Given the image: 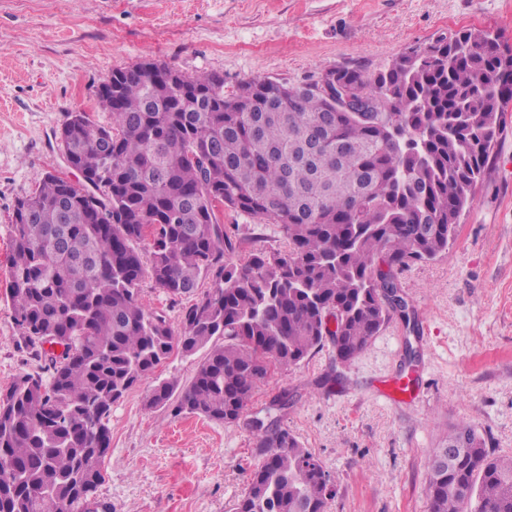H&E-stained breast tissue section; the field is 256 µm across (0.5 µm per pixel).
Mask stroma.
<instances>
[{
    "label": "stroma",
    "mask_w": 512,
    "mask_h": 512,
    "mask_svg": "<svg viewBox=\"0 0 512 512\" xmlns=\"http://www.w3.org/2000/svg\"><path fill=\"white\" fill-rule=\"evenodd\" d=\"M470 27L512 47V0H0V289L16 200L46 173L71 177L55 134L73 112L110 124L96 89L113 69L154 61L219 73L231 93L252 78L299 85L333 67L373 73ZM218 217L235 262L286 245L277 225L229 208ZM396 276L410 321L393 318L349 362L327 345L278 373L239 422L145 407L155 384H189L204 358L173 353L113 405L98 501L112 512H231L261 461L256 418L278 419L319 458L335 486L326 512H429L426 460L460 420L512 455V105L447 253ZM15 336L0 297V391L40 368ZM408 342L421 352L422 392L393 406L377 384L405 372Z\"/></svg>",
    "instance_id": "35a3bbf8"
}]
</instances>
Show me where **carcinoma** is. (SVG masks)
<instances>
[{
    "mask_svg": "<svg viewBox=\"0 0 512 512\" xmlns=\"http://www.w3.org/2000/svg\"><path fill=\"white\" fill-rule=\"evenodd\" d=\"M488 37L463 28L374 74L340 68L375 121L303 84L249 79L238 88L256 92L238 96L218 73L112 70L97 89L112 125L73 112L58 133L78 182L48 173L13 208L0 294L18 348L45 365L0 394V512L97 509L112 405L175 350L208 353L189 385L161 381L145 407L224 423L325 342L342 363L362 353L393 317V270L447 252L475 201L512 102V49ZM219 204L280 225L286 249L233 262ZM146 274L173 300L211 288L176 331L143 301ZM253 433L273 459L233 512H325L314 454L274 422ZM426 468L430 512H512V456L470 423L448 428Z\"/></svg>",
    "mask_w": 512,
    "mask_h": 512,
    "instance_id": "obj_1",
    "label": "carcinoma"
}]
</instances>
